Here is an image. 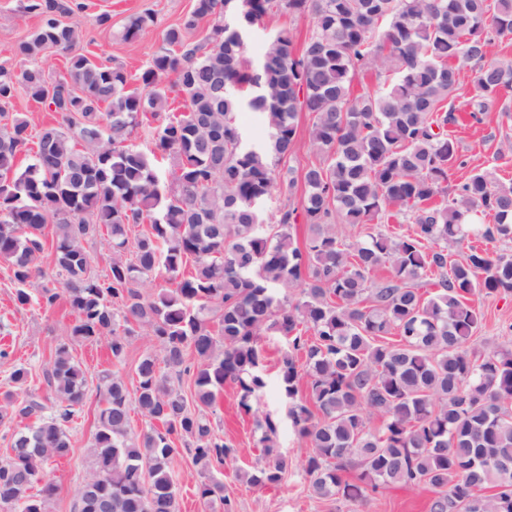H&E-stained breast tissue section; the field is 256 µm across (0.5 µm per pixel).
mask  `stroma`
<instances>
[{"label": "stroma", "instance_id": "35a3bbf8", "mask_svg": "<svg viewBox=\"0 0 512 512\" xmlns=\"http://www.w3.org/2000/svg\"><path fill=\"white\" fill-rule=\"evenodd\" d=\"M26 0H0V65L17 67L15 54L18 43L26 39L40 24L37 13L23 12ZM82 11L67 16L66 21L77 28L81 38L76 47L98 61L123 66L128 74H136L163 46L164 34L170 27L181 24L191 12L193 0H82ZM144 12L157 18L155 27L140 39L126 42L121 38L129 18ZM107 15L106 23H98V15ZM286 29L295 45H302L312 31V20L307 16L277 13L254 27L246 41L245 57L251 65H258L265 53V43L273 33ZM473 66L460 67V85L452 102L459 117L449 134L459 144L463 163L450 177L451 183L463 182L472 170L481 169L491 174L494 181L512 183V91L500 96L480 119L469 116V103L476 91L473 84ZM15 285L7 263L0 261V348L11 350L10 359L0 360V398L16 392L10 380L12 371L26 366L30 377L26 391L45 394L47 386L43 371L51 360V352L60 342L68 343L76 362L88 378L83 410L70 427L72 451L63 458H55L45 467V477L56 486L51 512H74L73 503L90 469L91 445L96 430L101 397L97 390L98 374L110 368L111 352L107 339L93 342L74 339L70 329L75 322L66 302L52 310L38 304L15 307ZM482 314V327L472 346L476 351L489 352L512 348V294L478 297L473 301ZM262 372L266 385L252 399V412L239 406L234 386H225L209 418L216 433L234 448L235 453L213 477L224 485V494L234 512H353L350 503L318 496L304 471L306 450L298 440L288 418V401L279 387V368L288 350V340L275 331L262 336ZM277 417L280 425L277 449L287 458L288 470L276 485L251 486L247 474L264 459L255 421L264 415ZM173 476L179 488V512H222L220 502L206 503L196 494L202 478L185 450H178L172 462ZM430 494L424 489H411L391 484L379 489L368 502L364 512H428Z\"/></svg>", "mask_w": 512, "mask_h": 512}]
</instances>
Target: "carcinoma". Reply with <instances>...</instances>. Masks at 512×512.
I'll return each mask as SVG.
<instances>
[{"instance_id":"obj_1","label":"carcinoma","mask_w":512,"mask_h":512,"mask_svg":"<svg viewBox=\"0 0 512 512\" xmlns=\"http://www.w3.org/2000/svg\"><path fill=\"white\" fill-rule=\"evenodd\" d=\"M248 2L194 0L132 89L122 67L73 52L79 32L62 20L69 3L29 0L23 9L41 22L16 55L29 61L55 49L66 54V73L57 80L35 65L17 74L0 66V260L18 285L15 305L51 310L64 299L76 316L72 336L110 337L112 368L98 375L92 466L75 512H179L175 437L188 440L204 474L198 498L226 502L210 469L233 449L206 410L230 383L252 411L265 387V330L288 337L278 380L317 495L362 506L401 483L431 493L429 512H512V350L470 347L482 323L471 297L512 293V255L482 247L512 242V184L476 171L448 195L460 159L448 134L460 75L453 62L477 64L474 112L512 88V64L490 59L512 36V0ZM226 11L235 16L228 29ZM277 12L310 17L312 34L297 54L279 30L261 65L247 66L234 30ZM201 20L211 22L205 41L187 40ZM155 24L139 14L123 38ZM366 73L378 87L351 96ZM18 84L60 116L34 148L29 122L4 111ZM172 92L183 102L173 118ZM245 108L266 115L265 143L243 145L236 114ZM301 112L312 116L308 147L318 161L304 172L309 235L300 245L293 210L264 231L257 205L275 188L293 195L292 169L280 164L298 148ZM148 116L159 125L145 149L136 134ZM161 157L173 162L168 176ZM387 215L412 230L381 229ZM482 215L492 223L467 222ZM49 224L51 274L40 265ZM137 224L148 228L133 236ZM338 224L356 229L352 242ZM104 235L112 258L100 276L85 244ZM379 269L388 275L375 283ZM163 273L166 284L144 293ZM36 277L46 283L34 297ZM429 279L436 292L425 299L419 285ZM135 335L157 345L135 369L137 405L151 423L139 433L118 370ZM184 375L190 399L176 386ZM44 379L48 396L7 393L0 405V424H18L0 460V512H50L55 485L43 482L45 467L72 449L68 429L87 377L68 344L55 346ZM256 428L266 459L248 483L278 484L288 468L278 422L267 414Z\"/></svg>"}]
</instances>
